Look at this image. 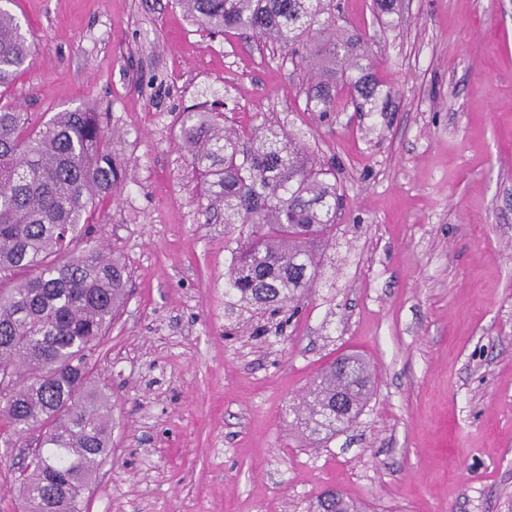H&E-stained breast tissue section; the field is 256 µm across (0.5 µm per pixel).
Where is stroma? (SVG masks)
I'll use <instances>...</instances> for the list:
<instances>
[{
  "instance_id": "1",
  "label": "stroma",
  "mask_w": 512,
  "mask_h": 512,
  "mask_svg": "<svg viewBox=\"0 0 512 512\" xmlns=\"http://www.w3.org/2000/svg\"><path fill=\"white\" fill-rule=\"evenodd\" d=\"M341 6L385 111H305L287 50L209 37L174 0H8L33 52L0 103L35 125L98 109L122 172L88 235L132 293L94 357L112 443L87 512H308L330 489L368 512H512V0ZM215 100L338 167L336 236L294 316L225 290L231 246L176 138ZM343 353L374 392L321 440L295 412ZM23 459L0 447V512Z\"/></svg>"
}]
</instances>
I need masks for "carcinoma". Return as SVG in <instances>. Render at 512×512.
<instances>
[{"mask_svg": "<svg viewBox=\"0 0 512 512\" xmlns=\"http://www.w3.org/2000/svg\"><path fill=\"white\" fill-rule=\"evenodd\" d=\"M215 37L249 33L288 49L305 74L318 66L304 111L335 112L353 89L361 112L378 108L380 82L365 70L368 40L335 23L338 0H177ZM31 54L21 22L0 7V87ZM219 112H185L179 141L206 177L207 201L224 204V236L236 244L225 272L239 302L272 314L320 275L319 250L336 236V170L300 136L227 127ZM119 172L100 113H56L33 126L0 106V442L29 440L20 512H86L82 493L108 456L112 404L94 384L93 356L128 298L121 258L76 245ZM309 391L312 435H335L368 400L366 359L341 355ZM309 512H360L343 495L319 496Z\"/></svg>", "mask_w": 512, "mask_h": 512, "instance_id": "obj_1", "label": "carcinoma"}]
</instances>
